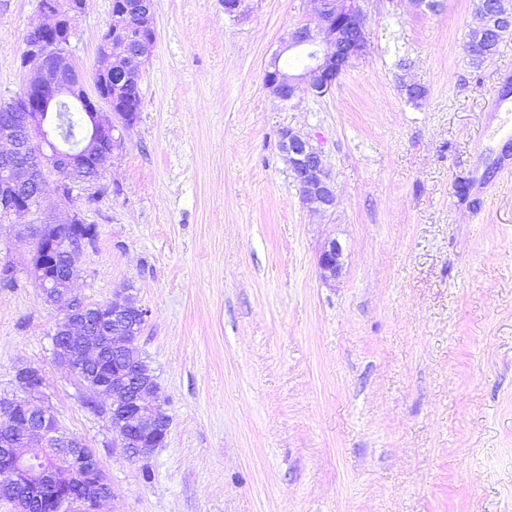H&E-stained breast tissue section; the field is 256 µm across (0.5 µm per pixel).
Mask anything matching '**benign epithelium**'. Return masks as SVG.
I'll return each mask as SVG.
<instances>
[{"mask_svg": "<svg viewBox=\"0 0 512 512\" xmlns=\"http://www.w3.org/2000/svg\"><path fill=\"white\" fill-rule=\"evenodd\" d=\"M318 4L313 23L297 28L282 50L274 53L264 70V83L278 99L290 102L307 92L316 96L328 93L353 58L359 56L366 47L364 12L361 0H334L328 5L324 0ZM85 3L71 0L67 6L55 13H45L39 22L43 39L39 44L26 47L25 65L30 72L24 82L28 92H38L37 107L17 117V123L24 129V137L15 138L12 123L5 124L0 132V180L12 182L17 169L14 155L26 157L23 170L39 179V174L47 169L61 171L60 162L68 159L70 166L81 164L85 148L59 151L54 144L43 139L45 120L50 112H57L67 100H76L86 116L82 141L88 146L106 143L108 151L104 159H109L121 146V137L114 135L119 129L112 113V96L105 88L112 80V53L102 46L98 50L94 91L88 92L81 76L72 64L70 43H65L64 59L56 58V32L72 33L71 21L74 15L84 10ZM479 25L470 30L468 49L483 47L484 52L497 53L505 34L512 33V7L507 0H493L490 7L479 14ZM295 50L307 60L302 72L293 74L279 69L282 55ZM280 147L295 181L299 185L301 198L307 206L328 211L336 207V188L331 173L326 166L323 152L310 139L288 128L281 133ZM82 184L70 178L60 179L56 191L63 206H69L74 199V191ZM30 200L13 195L9 201L0 202V215L10 217L29 213ZM83 241L74 236L70 239L57 237L55 226L43 224L36 228L30 259V268L37 283H42L44 265L54 257V252H67L75 257L82 250ZM343 250L339 242L331 240L323 246L318 255V268L324 280L338 278L343 269ZM76 274L66 280L67 291L64 300L57 303L59 316L53 332L55 358L65 365L72 374L84 377L86 364L97 360L101 347L88 338L87 321L72 315L83 308L84 301L72 294V283ZM133 309L141 320L148 317L133 296L118 292L112 301L97 308V318L101 323L122 318L127 310ZM81 346V354L72 352L74 345ZM19 385L26 393L23 398H14L0 405V426L25 448L13 456L0 457V487L11 488L21 485L39 503L49 505L48 512H96L109 494H90L98 487H106L105 479L94 468V455L87 449L82 439L65 433L58 422L50 420L47 410L38 407L43 386V378H20ZM96 391L111 399L112 419L110 420L112 446L123 450L134 464L143 462L162 446L168 435L167 415L159 396L158 385L145 382L133 393L125 382L112 379V382L99 384ZM138 432L141 445L128 446V427ZM54 446L63 449L60 457L65 465L42 466L36 460V451Z\"/></svg>", "mask_w": 512, "mask_h": 512, "instance_id": "benign-epithelium-1", "label": "benign epithelium"}]
</instances>
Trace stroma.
Here are the masks:
<instances>
[{"label":"stroma","instance_id":"stroma-1","mask_svg":"<svg viewBox=\"0 0 512 512\" xmlns=\"http://www.w3.org/2000/svg\"><path fill=\"white\" fill-rule=\"evenodd\" d=\"M476 0H365V52L332 91L285 104L265 66L310 0H153L157 40L124 145L72 208L94 225L74 287L129 289L170 418L145 465L57 363V311L29 274L30 230L0 220V399L39 368L41 402L98 455L99 512H512V168L491 110L512 39L472 68ZM112 0H86L71 50L94 73ZM39 0H0V100L19 91ZM405 67H398V60ZM422 86L409 103L403 84ZM308 136L336 208L305 207L281 132ZM343 249L339 279L317 264ZM343 250L339 242L331 240L325 243L318 255V268L324 280L338 278L343 269Z\"/></svg>","mask_w":512,"mask_h":512}]
</instances>
